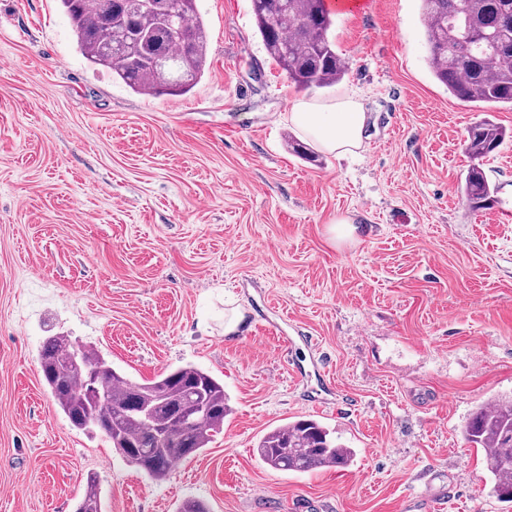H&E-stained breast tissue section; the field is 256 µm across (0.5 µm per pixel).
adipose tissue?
I'll list each match as a JSON object with an SVG mask.
<instances>
[{
    "label": "adipose tissue",
    "instance_id": "obj_1",
    "mask_svg": "<svg viewBox=\"0 0 512 512\" xmlns=\"http://www.w3.org/2000/svg\"><path fill=\"white\" fill-rule=\"evenodd\" d=\"M289 119L318 148L344 156L360 148L367 114L358 98L347 94L328 102H295Z\"/></svg>",
    "mask_w": 512,
    "mask_h": 512
}]
</instances>
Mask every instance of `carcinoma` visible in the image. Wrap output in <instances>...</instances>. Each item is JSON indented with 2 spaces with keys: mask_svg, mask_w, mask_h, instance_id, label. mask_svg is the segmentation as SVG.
Masks as SVG:
<instances>
[{
  "mask_svg": "<svg viewBox=\"0 0 512 512\" xmlns=\"http://www.w3.org/2000/svg\"><path fill=\"white\" fill-rule=\"evenodd\" d=\"M77 44L94 67L111 71L133 92L183 95L208 67V36L195 0H178L184 37L159 27L154 13L125 0L106 15L110 0H60ZM429 67L458 101L490 110L512 108V0H421ZM257 31L272 61L299 90L330 87L347 68L330 37L335 18L326 0H252ZM153 34L151 55L142 34ZM506 131L484 118L468 134L467 150L480 159L493 153ZM465 196L472 207L493 202L483 168L467 170ZM66 336L47 337L39 351L43 381L70 425L97 428L99 416L112 420L105 436L127 463L161 482L176 462L197 455L224 428L231 414L224 384L191 364L161 372L145 382L117 372L95 349L80 347L77 358ZM98 371L97 392L85 386L86 372ZM465 441L482 451L488 494L512 500V396L480 405L463 429ZM137 453H130V449ZM256 453L270 468L307 472L346 468L356 451L336 442L314 419H299L264 434ZM75 512H102L94 475L86 478Z\"/></svg>",
  "mask_w": 512,
  "mask_h": 512,
  "instance_id": "carcinoma-1",
  "label": "carcinoma"
}]
</instances>
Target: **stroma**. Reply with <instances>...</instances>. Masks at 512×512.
Segmentation results:
<instances>
[{
    "instance_id": "1",
    "label": "stroma",
    "mask_w": 512,
    "mask_h": 512,
    "mask_svg": "<svg viewBox=\"0 0 512 512\" xmlns=\"http://www.w3.org/2000/svg\"><path fill=\"white\" fill-rule=\"evenodd\" d=\"M196 6L207 72L148 96L87 64L59 0H0V512H74L90 474L103 512H403L452 472L444 512H512L462 435L512 394V108L490 113L509 137L483 161L496 201L476 210L462 184L482 114L434 78L420 0L335 11L348 71L304 91L251 0ZM349 92L370 116L356 154H295L292 104ZM56 334L138 382L209 372L230 398L223 431L148 480L45 389ZM300 418L354 463L263 464L259 439Z\"/></svg>"
}]
</instances>
